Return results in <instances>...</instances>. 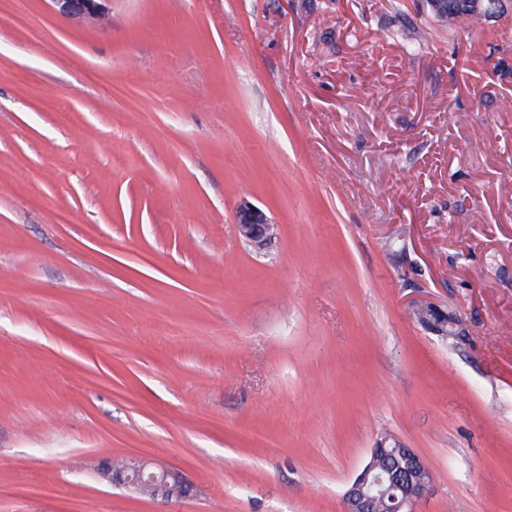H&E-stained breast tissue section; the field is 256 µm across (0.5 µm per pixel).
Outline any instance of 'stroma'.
<instances>
[{
    "label": "stroma",
    "instance_id": "obj_1",
    "mask_svg": "<svg viewBox=\"0 0 512 512\" xmlns=\"http://www.w3.org/2000/svg\"><path fill=\"white\" fill-rule=\"evenodd\" d=\"M109 7L0 0V512H344L385 434L431 472L416 512H512V19ZM425 296L464 342L407 313ZM133 456L192 495L101 476ZM55 15L73 24L108 20L111 0H48ZM234 223L239 239L256 251L264 250L278 230L264 210L249 204L238 208Z\"/></svg>",
    "mask_w": 512,
    "mask_h": 512
}]
</instances>
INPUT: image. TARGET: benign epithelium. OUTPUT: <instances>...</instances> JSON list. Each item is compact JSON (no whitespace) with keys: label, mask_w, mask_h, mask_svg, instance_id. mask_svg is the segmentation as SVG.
I'll return each instance as SVG.
<instances>
[{"label":"benign epithelium","mask_w":512,"mask_h":512,"mask_svg":"<svg viewBox=\"0 0 512 512\" xmlns=\"http://www.w3.org/2000/svg\"><path fill=\"white\" fill-rule=\"evenodd\" d=\"M55 15L73 24L108 20L110 0H49ZM431 18L444 19L453 12L462 16H474L485 25L493 19L512 14V0H423ZM237 235L246 245L256 251L264 250L275 237L278 225L267 213L249 204L241 205L235 216ZM408 312L418 315L420 324L437 336L448 334L458 339L465 337L460 315L444 308L440 303L426 297H418L406 303ZM385 443H376L370 457L360 473L348 486L345 493V512H371L370 502L376 487L382 482L377 471V449ZM408 467L403 469L399 487L403 498L396 512H415L417 503L425 498L432 481L414 477V473L427 469L420 456L411 448H402ZM103 476L114 486L122 487L132 494L144 489L153 491V497L177 500L189 496L192 486L169 469L149 458L106 460L100 467Z\"/></svg>","instance_id":"7a95c632"}]
</instances>
